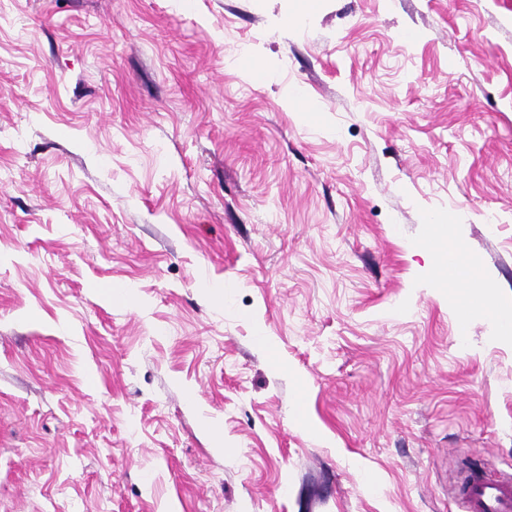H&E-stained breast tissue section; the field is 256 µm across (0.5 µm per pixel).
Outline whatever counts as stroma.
<instances>
[{"mask_svg": "<svg viewBox=\"0 0 512 512\" xmlns=\"http://www.w3.org/2000/svg\"><path fill=\"white\" fill-rule=\"evenodd\" d=\"M491 299L512 0H0V512H461Z\"/></svg>", "mask_w": 512, "mask_h": 512, "instance_id": "1", "label": "stroma"}]
</instances>
